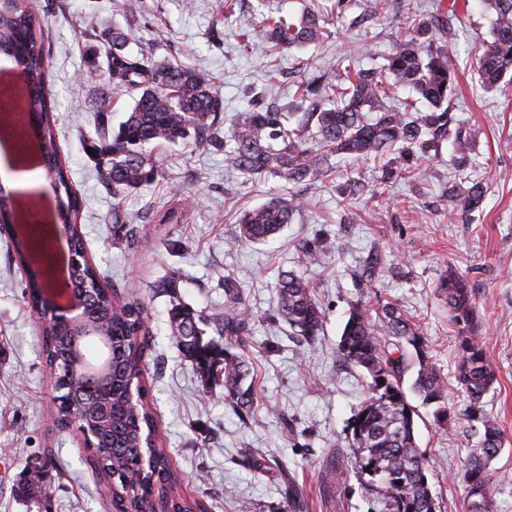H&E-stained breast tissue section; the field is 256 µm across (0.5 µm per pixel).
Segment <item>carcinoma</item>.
Segmentation results:
<instances>
[{"label": "carcinoma", "mask_w": 512, "mask_h": 512, "mask_svg": "<svg viewBox=\"0 0 512 512\" xmlns=\"http://www.w3.org/2000/svg\"><path fill=\"white\" fill-rule=\"evenodd\" d=\"M481 3L492 16V41L476 52V68L483 87L492 89L512 73V0ZM439 22L434 18L411 25L378 71L357 70L335 83L313 80L297 86L295 98L327 101L332 107L295 121L290 112L256 104L240 115L225 136L220 126L224 97L212 77L182 63L156 65L134 55L126 51L124 34L114 28L104 33L100 52L112 75V91L129 96L133 104L114 131L112 101L101 99L96 137L83 141V148L93 149L99 181L115 199L159 179L162 172L153 151L163 143L205 150L229 142L230 176H275L308 186L323 182L327 160L334 156L380 160L389 152L409 154L416 148L426 154L448 136L457 84L456 64L449 52L435 44L433 29ZM323 29L317 4L297 17L270 15L265 22V36L275 52L303 49L319 41ZM0 54L21 66L24 112L38 130V176L53 190L56 219L72 225L67 253L75 254L78 262L66 266V274L78 291L89 290L84 295L88 308L112 333L115 374L112 380L91 388L95 400L109 407L108 421L94 439L96 470L113 496L121 498L136 490L140 497L133 498L131 506L139 512H154L150 500L154 491L149 484H155L160 493L174 488L177 477L160 445L156 446L155 470L142 467L143 436L156 430V421L150 406L134 409L124 398L127 381L143 383L142 360L151 343L135 347L131 337L150 335L146 312L133 295L117 297L101 282L85 250L79 223L82 201L73 191L55 145L54 106L47 93L49 63L33 0H0ZM399 88L409 90L410 97L398 107L391 104V92ZM484 196V185L473 183L448 210V220L456 222L478 210ZM304 208L305 200L292 195L248 209L232 243H265ZM19 215L13 190L0 186V225L16 223ZM383 264L381 253H369L360 275L362 284L373 286ZM178 290V280L172 276L156 286V291L169 298V327L176 345L195 365L205 389L220 386L227 404L249 410L253 403L252 385L246 384L250 369L243 354L232 351L233 344L250 330L241 288L233 281L224 282L222 316L183 304ZM439 293L459 341L456 382L468 401L467 416L479 434V444L471 449L463 472L469 508L470 512H493L491 463L502 451L503 437L484 411V397L495 384L496 374L476 339L473 295L466 280L450 273L441 280ZM273 311L309 343L322 331L323 313L313 289L293 270L278 276ZM211 324L217 337L206 340L204 327ZM65 335L67 330L61 325L42 327L46 362L64 376L55 380L58 387L74 380L68 367V346L60 340ZM337 356L371 378L369 395L354 412L346 433V447L361 487L375 496L378 512H436L429 463L416 438L417 410L409 395L423 405L435 406L434 416L445 424L446 386L429 361L421 328L391 301L373 307L359 299L350 307ZM410 372L412 381L406 387L405 376ZM51 455L47 448L27 464L15 488L18 497L36 503L46 496L44 461Z\"/></svg>", "instance_id": "carcinoma-1"}]
</instances>
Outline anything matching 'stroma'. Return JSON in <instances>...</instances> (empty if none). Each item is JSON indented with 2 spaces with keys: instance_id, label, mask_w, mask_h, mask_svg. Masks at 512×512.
I'll list each match as a JSON object with an SVG mask.
<instances>
[{
  "instance_id": "obj_1",
  "label": "stroma",
  "mask_w": 512,
  "mask_h": 512,
  "mask_svg": "<svg viewBox=\"0 0 512 512\" xmlns=\"http://www.w3.org/2000/svg\"><path fill=\"white\" fill-rule=\"evenodd\" d=\"M311 0H237L225 14L221 0H35L49 51L48 81L57 104L56 145L83 200L80 222L91 261L118 294H135L147 311L152 349L145 383L158 439L166 446L186 499L209 512H291L284 484L295 481L308 512H372L343 447L347 425L368 396L361 368L338 361L336 348L351 303L390 300L421 326L427 351L447 384L452 428L441 427L431 408L419 406L417 441L438 512H468L461 474L476 439L459 392L458 342L438 286L449 270L464 275L474 294L478 339L497 381L484 399L486 414L503 432L491 468L494 512H512V80L485 91L472 45L491 40V22L480 0H390L393 22L365 13L366 0H345L342 14L327 16L328 39L279 59L267 71V12L300 14ZM455 6L434 32L460 71L455 128L467 136L472 161L458 167L451 141L420 156L387 155L378 162L333 159V172L317 188L275 177L229 176L224 151L199 153L180 145L156 148L160 180L113 200L82 148L94 136L101 96H112V120L131 104L113 96L106 68L86 75L85 60L104 28L118 27L131 53L154 63L181 62L215 78L224 97L223 124L248 111L254 97L284 104L299 81L341 72L340 62L371 69L383 65L404 37L403 18H430ZM486 187L480 210L466 222L448 220L451 190L473 182ZM187 196L180 224L161 218L173 194ZM299 194L310 204L266 244L233 245L246 209L273 197ZM121 210L132 238H112V212ZM319 241L318 263H303L301 246ZM386 265L374 286L360 289L358 273L368 253ZM309 280L324 313L315 343L297 336L273 311L278 270ZM179 280L182 301L196 310H224V282L242 288L252 317L241 348L253 367L254 404L247 418L222 395L204 394L192 364L169 336L166 296L155 291L168 276ZM28 275L16 245L0 235V512H27L14 485L39 449L55 451L50 492L42 512H114L106 484L74 429L54 426L55 391L42 352L40 323L23 299ZM267 465H249L246 451Z\"/></svg>"
}]
</instances>
